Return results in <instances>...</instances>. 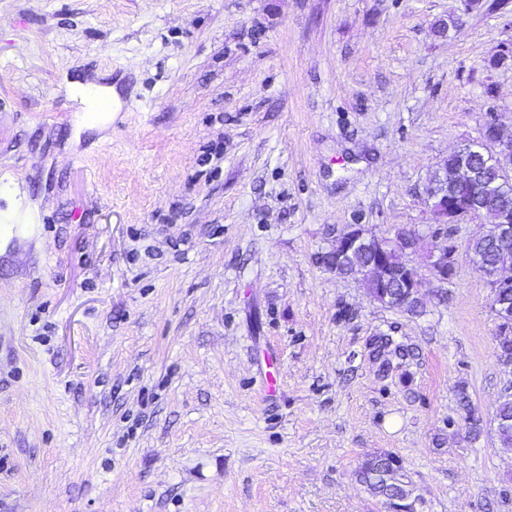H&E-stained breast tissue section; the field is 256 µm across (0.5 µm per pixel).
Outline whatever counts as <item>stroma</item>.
I'll return each instance as SVG.
<instances>
[{
  "mask_svg": "<svg viewBox=\"0 0 512 512\" xmlns=\"http://www.w3.org/2000/svg\"><path fill=\"white\" fill-rule=\"evenodd\" d=\"M492 116L512 0H0V512H385L377 453L416 512H512L481 225L418 315L318 261L351 224L428 235ZM381 455L366 459L357 469L356 474L359 481L365 485L366 489L375 497L380 498L383 502L395 494H401L409 498L410 490L405 485L396 488L388 482V478L384 475L385 467L389 465L384 459H379Z\"/></svg>",
  "mask_w": 512,
  "mask_h": 512,
  "instance_id": "35a3bbf8",
  "label": "stroma"
}]
</instances>
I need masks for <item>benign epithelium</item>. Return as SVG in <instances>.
I'll list each match as a JSON object with an SVG mask.
<instances>
[{
    "label": "benign epithelium",
    "instance_id": "obj_1",
    "mask_svg": "<svg viewBox=\"0 0 512 512\" xmlns=\"http://www.w3.org/2000/svg\"><path fill=\"white\" fill-rule=\"evenodd\" d=\"M485 147L498 158L500 175L504 178L512 175V131H507L494 118L486 122L481 140L466 143L453 150L458 164L453 170L439 168L427 188V198L432 201L431 211L434 223L439 225L433 234L430 247L427 248L425 269L413 263L412 256L420 248V235L404 228L377 233L363 224H351L349 229L335 240L329 250V259L324 267L340 276L359 274L362 282L370 285L367 293L371 300L385 307L397 306L394 298L388 296L387 288L399 282L403 289L402 304L421 300L425 276L439 282L448 280V271L454 269L455 245H439L435 240L446 234L450 224H460L483 217L481 211L472 206H461L448 198V186L457 189L478 185V176L469 164V156L475 148ZM512 235V211H501L494 223L486 225L482 236L486 238H507ZM369 252L371 260L353 268L348 266L351 255ZM491 289V308L500 321L502 331L512 329V305L503 300L502 292L512 288V267L498 263L480 270ZM497 358L501 365L512 370V336H500L497 342Z\"/></svg>",
    "mask_w": 512,
    "mask_h": 512
}]
</instances>
